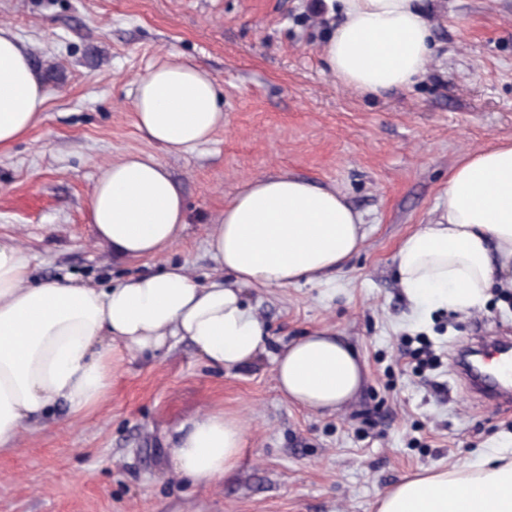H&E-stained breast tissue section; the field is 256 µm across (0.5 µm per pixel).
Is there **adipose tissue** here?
I'll list each match as a JSON object with an SVG mask.
<instances>
[{
    "instance_id": "1",
    "label": "adipose tissue",
    "mask_w": 512,
    "mask_h": 512,
    "mask_svg": "<svg viewBox=\"0 0 512 512\" xmlns=\"http://www.w3.org/2000/svg\"><path fill=\"white\" fill-rule=\"evenodd\" d=\"M342 20L322 53L345 86L364 94L403 89L431 60L432 33L417 0H328ZM46 102L42 78L14 31L0 26V149L35 124ZM134 122L170 154L209 142L224 126L214 77L165 60L135 87ZM94 240L130 259L163 255L185 224L184 198L160 157L128 153L101 167L91 195ZM361 213L333 187L280 174L245 181L207 238L218 275L207 284L183 265L109 288L39 280L15 243L0 240V449L62 402L79 415L104 400L114 353L130 356L190 343L208 363L255 362L265 329L244 292L310 282L341 270L361 249ZM395 262L420 307L465 311L495 283L512 286V141L466 155L427 224L400 242ZM288 400L313 410L344 406L363 386L359 357L330 330L288 345L274 361ZM240 419L213 411L183 429L172 450L182 477L210 483L235 466ZM377 512H512V458L430 469L388 489Z\"/></svg>"
}]
</instances>
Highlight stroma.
<instances>
[{"instance_id": "stroma-1", "label": "stroma", "mask_w": 512, "mask_h": 512, "mask_svg": "<svg viewBox=\"0 0 512 512\" xmlns=\"http://www.w3.org/2000/svg\"><path fill=\"white\" fill-rule=\"evenodd\" d=\"M433 53L412 86L379 95L342 85L322 48L338 18L327 0H0L41 73L38 122L0 152V236L39 278L109 287L186 263L207 282L206 240L254 176L288 174L343 192L367 228L345 268L319 281L251 288L268 326L260 359L208 364L188 343L120 361L89 412L58 409L0 450V512H376L403 477L464 467L512 442V414L470 398L460 352L512 333V293L469 312L413 309L397 278L401 239L426 223L450 171L473 150L512 141V0H422ZM171 56L210 72L225 123L185 155L160 153L134 124L136 80ZM160 154L188 203L165 258L97 245L90 198L101 166ZM328 329L358 352L366 381L343 408L318 412L279 391L273 360ZM430 342L414 373L405 342ZM207 411L240 418L245 441L224 479L179 477L172 448Z\"/></svg>"}]
</instances>
